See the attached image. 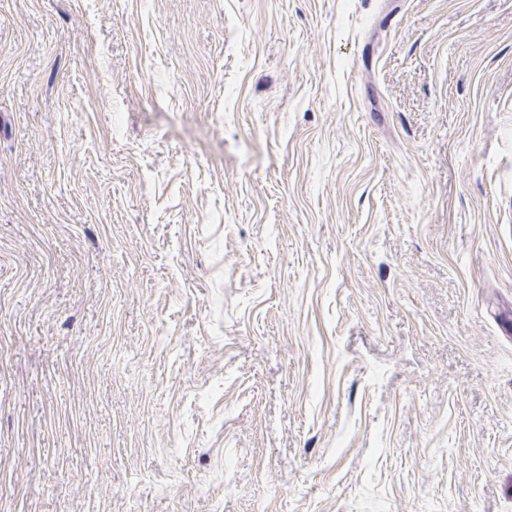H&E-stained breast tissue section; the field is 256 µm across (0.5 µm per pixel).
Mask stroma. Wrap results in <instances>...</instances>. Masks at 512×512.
Returning a JSON list of instances; mask_svg holds the SVG:
<instances>
[{
    "instance_id": "1",
    "label": "stroma",
    "mask_w": 512,
    "mask_h": 512,
    "mask_svg": "<svg viewBox=\"0 0 512 512\" xmlns=\"http://www.w3.org/2000/svg\"><path fill=\"white\" fill-rule=\"evenodd\" d=\"M512 0H0V512H512Z\"/></svg>"
}]
</instances>
